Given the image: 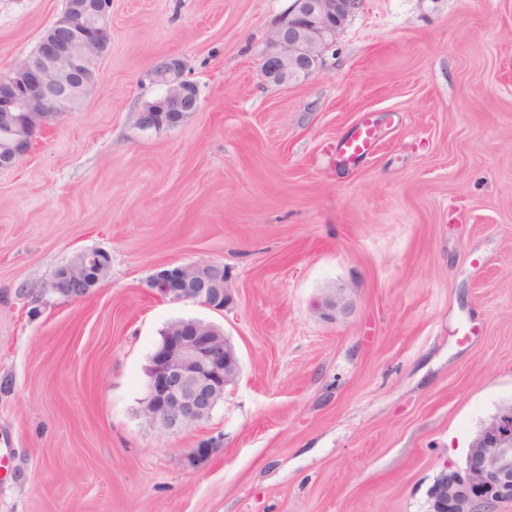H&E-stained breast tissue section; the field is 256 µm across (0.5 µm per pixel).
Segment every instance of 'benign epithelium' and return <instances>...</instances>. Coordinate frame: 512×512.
<instances>
[{
  "label": "benign epithelium",
  "mask_w": 512,
  "mask_h": 512,
  "mask_svg": "<svg viewBox=\"0 0 512 512\" xmlns=\"http://www.w3.org/2000/svg\"><path fill=\"white\" fill-rule=\"evenodd\" d=\"M112 0H66L60 17L39 36L34 52L0 73V168L27 154L39 134L74 111L94 91L100 61L112 42ZM361 0H293L262 54L264 77L284 85L310 77ZM160 93L142 102L143 129L178 125L200 110L198 86L182 61L166 56L147 73ZM105 250L81 251L65 260L45 291L72 300L87 297L107 276ZM216 265H170L150 288L171 302L191 301L222 311L228 294ZM192 334L157 344L146 368L143 416L159 431L175 434L210 418L224 393L237 384L241 366L230 340L205 323L190 320ZM431 512H492L512 502V406L485 423L471 444L463 470L444 471L429 490Z\"/></svg>",
  "instance_id": "obj_1"
}]
</instances>
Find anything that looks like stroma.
I'll list each match as a JSON object with an SVG mask.
<instances>
[{
	"label": "stroma",
	"mask_w": 512,
	"mask_h": 512,
	"mask_svg": "<svg viewBox=\"0 0 512 512\" xmlns=\"http://www.w3.org/2000/svg\"><path fill=\"white\" fill-rule=\"evenodd\" d=\"M290 3L112 0L95 92L0 169V512H429L512 404V0H362L285 86L261 53ZM64 5L0 0V73ZM163 55L201 108L144 129ZM366 121L375 151L338 161ZM93 248L87 298L44 293ZM190 263L223 267V310L149 288ZM181 318L241 375L164 434L145 368Z\"/></svg>",
	"instance_id": "obj_1"
}]
</instances>
